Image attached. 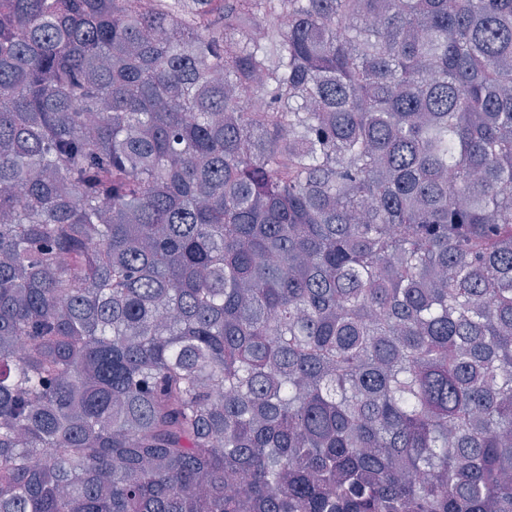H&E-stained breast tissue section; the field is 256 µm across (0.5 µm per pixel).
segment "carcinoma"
I'll list each match as a JSON object with an SVG mask.
<instances>
[{"instance_id":"obj_1","label":"carcinoma","mask_w":512,"mask_h":512,"mask_svg":"<svg viewBox=\"0 0 512 512\" xmlns=\"http://www.w3.org/2000/svg\"><path fill=\"white\" fill-rule=\"evenodd\" d=\"M0 512H512V0H0Z\"/></svg>"}]
</instances>
